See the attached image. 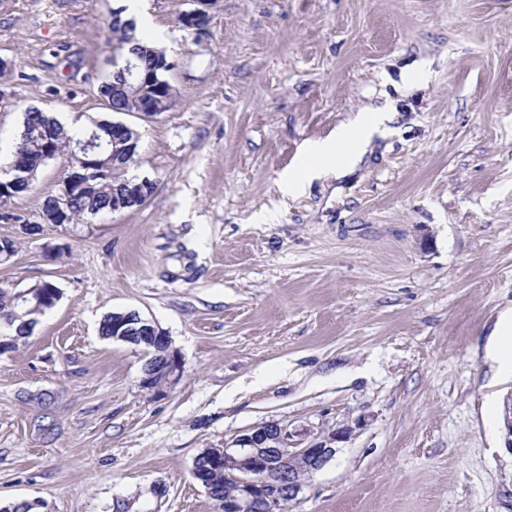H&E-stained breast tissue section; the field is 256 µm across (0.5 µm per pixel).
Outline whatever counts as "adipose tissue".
<instances>
[{"instance_id":"ef3b65f1","label":"adipose tissue","mask_w":512,"mask_h":512,"mask_svg":"<svg viewBox=\"0 0 512 512\" xmlns=\"http://www.w3.org/2000/svg\"><path fill=\"white\" fill-rule=\"evenodd\" d=\"M392 119V113L381 109L361 111L329 138L305 143L298 165L281 176L285 193L295 196L314 180L351 172L373 138L384 134Z\"/></svg>"}]
</instances>
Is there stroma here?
I'll return each mask as SVG.
<instances>
[{
    "mask_svg": "<svg viewBox=\"0 0 512 512\" xmlns=\"http://www.w3.org/2000/svg\"><path fill=\"white\" fill-rule=\"evenodd\" d=\"M175 96L153 118L97 91L121 0H0V159L35 107L141 134V206L25 233L0 288L61 291L0 353V504L46 512H216L192 476L206 448L269 421L356 424L287 512H512L486 357L512 310V0H148ZM394 112L355 170L295 198L279 178L306 141ZM65 173L41 168L8 210L36 221ZM134 310L184 364L157 396ZM212 1L213 0H194L198 6L195 9L179 16L178 20L181 26L189 31V28L187 27L188 24L191 28L194 29L195 35L197 37L203 36L206 33V26L197 27L196 22L205 18L207 20L210 19L209 6L211 5ZM130 312L139 314L134 310L108 314L100 325L101 335L112 340L124 339L141 351V386L155 394L165 393L179 381L183 372L182 360L178 351L171 347L170 336L162 328L142 316L133 318L128 315ZM132 321L136 325L131 326ZM141 342L153 346L156 352L162 350V353L159 356L151 354L150 350L139 346Z\"/></svg>",
    "mask_w": 512,
    "mask_h": 512,
    "instance_id": "stroma-1",
    "label": "stroma"
}]
</instances>
